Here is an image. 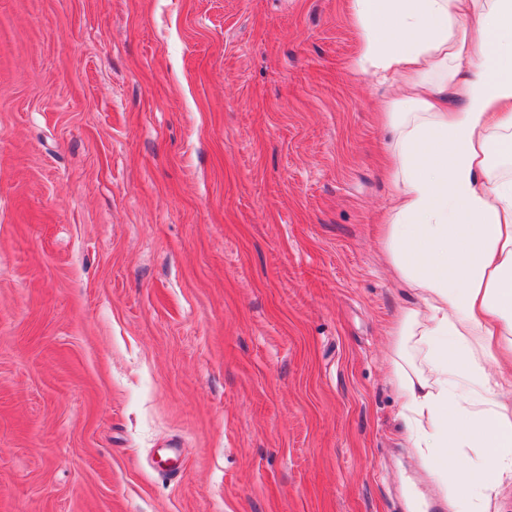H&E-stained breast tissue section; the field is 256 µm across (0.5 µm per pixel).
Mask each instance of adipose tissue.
Returning a JSON list of instances; mask_svg holds the SVG:
<instances>
[{"label": "adipose tissue", "instance_id": "obj_1", "mask_svg": "<svg viewBox=\"0 0 512 512\" xmlns=\"http://www.w3.org/2000/svg\"><path fill=\"white\" fill-rule=\"evenodd\" d=\"M353 68L385 87L384 246L417 298L391 332L405 439L450 512L512 481V0H349Z\"/></svg>", "mask_w": 512, "mask_h": 512}]
</instances>
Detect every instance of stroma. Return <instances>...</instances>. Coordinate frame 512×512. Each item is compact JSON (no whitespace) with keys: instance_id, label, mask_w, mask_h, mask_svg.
Segmentation results:
<instances>
[{"instance_id":"obj_1","label":"stroma","mask_w":512,"mask_h":512,"mask_svg":"<svg viewBox=\"0 0 512 512\" xmlns=\"http://www.w3.org/2000/svg\"><path fill=\"white\" fill-rule=\"evenodd\" d=\"M356 46L348 0H0V512H448Z\"/></svg>"}]
</instances>
